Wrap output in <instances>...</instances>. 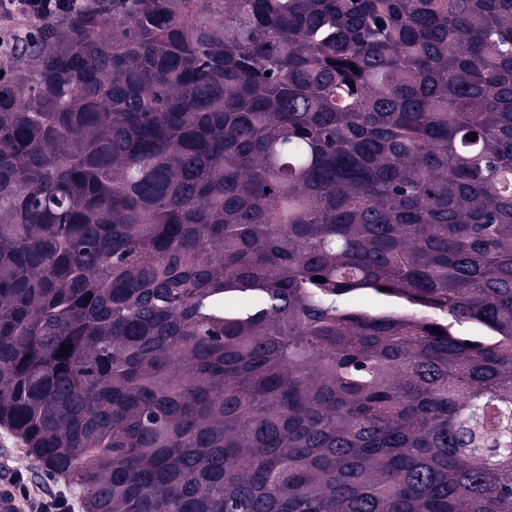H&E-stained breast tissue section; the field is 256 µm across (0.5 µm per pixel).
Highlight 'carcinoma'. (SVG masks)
I'll return each instance as SVG.
<instances>
[{
  "instance_id": "obj_1",
  "label": "carcinoma",
  "mask_w": 512,
  "mask_h": 512,
  "mask_svg": "<svg viewBox=\"0 0 512 512\" xmlns=\"http://www.w3.org/2000/svg\"><path fill=\"white\" fill-rule=\"evenodd\" d=\"M505 170L512 0L42 19L0 76V425L85 512H512Z\"/></svg>"
}]
</instances>
